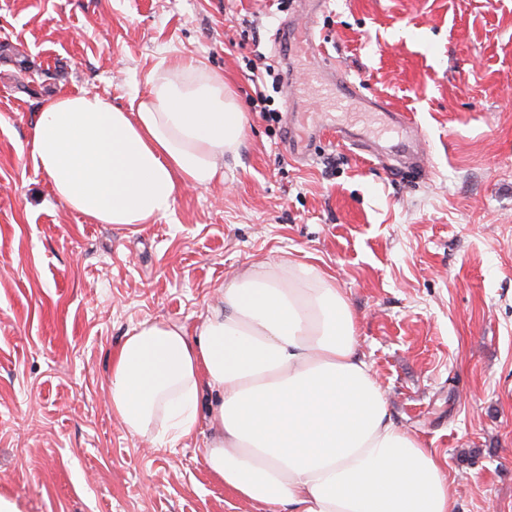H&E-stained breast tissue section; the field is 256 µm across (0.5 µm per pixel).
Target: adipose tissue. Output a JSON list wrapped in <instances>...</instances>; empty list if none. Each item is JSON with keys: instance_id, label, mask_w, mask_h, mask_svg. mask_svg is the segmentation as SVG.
I'll return each instance as SVG.
<instances>
[{"instance_id": "adipose-tissue-1", "label": "adipose tissue", "mask_w": 512, "mask_h": 512, "mask_svg": "<svg viewBox=\"0 0 512 512\" xmlns=\"http://www.w3.org/2000/svg\"><path fill=\"white\" fill-rule=\"evenodd\" d=\"M127 107L87 92L43 100L30 139L68 209L136 229L179 190L224 180L244 114L222 72L173 58ZM340 288L311 264L260 261L225 282L195 332L146 322L113 353L107 391L128 432L196 437L206 466L256 512H455L436 454L392 419Z\"/></svg>"}]
</instances>
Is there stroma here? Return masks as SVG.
Wrapping results in <instances>:
<instances>
[{"label":"stroma","instance_id":"stroma-1","mask_svg":"<svg viewBox=\"0 0 512 512\" xmlns=\"http://www.w3.org/2000/svg\"><path fill=\"white\" fill-rule=\"evenodd\" d=\"M297 0H0V497L17 512H255L188 444L113 416L111 353L145 321L195 329L252 263H310L354 315L393 420L435 450L457 512H512V0H331L325 49L414 124L426 173L288 125L370 128L276 33ZM224 74L245 112L224 180L131 232L59 202L29 141L43 98L127 105L162 58ZM272 114L254 111L257 93Z\"/></svg>","mask_w":512,"mask_h":512}]
</instances>
